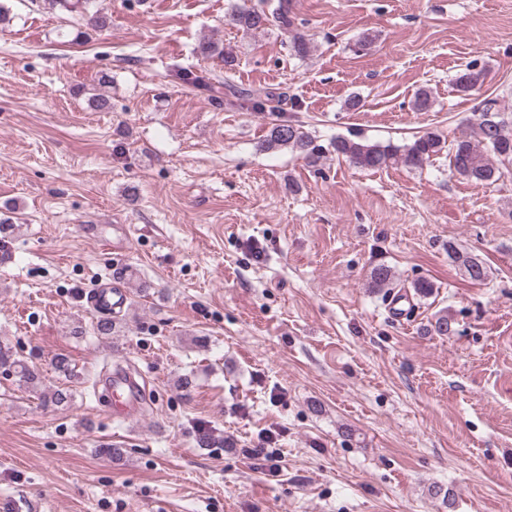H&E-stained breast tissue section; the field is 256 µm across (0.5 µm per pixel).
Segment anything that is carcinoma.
<instances>
[{
  "instance_id": "1",
  "label": "carcinoma",
  "mask_w": 512,
  "mask_h": 512,
  "mask_svg": "<svg viewBox=\"0 0 512 512\" xmlns=\"http://www.w3.org/2000/svg\"><path fill=\"white\" fill-rule=\"evenodd\" d=\"M230 19L245 33L261 31L271 26L293 30L295 17L290 0H277V3H258L252 6H235ZM483 72L472 65L466 66L455 79L457 90L463 93L477 91L482 85ZM505 109L493 98L483 99L477 114L470 120L469 131L450 144H445L440 135L427 133L410 144L370 143L361 138L336 137L334 149L355 166L365 170H380L391 166L419 169L430 159L448 148L449 169L463 179L488 184L502 176V165L512 162V120L504 117ZM289 148L300 153L310 165H315L322 157L323 149L313 144V140L292 123L276 124L270 130L266 148ZM449 258L461 262L473 281L484 279L486 272L482 262L472 256L459 254L453 246H448ZM394 275L385 264H378L370 271V280L376 288L392 285ZM115 320L109 313H97L92 323V333L106 338L114 333ZM0 372L14 374L26 382H32L36 374L27 362L6 344L0 343Z\"/></svg>"
}]
</instances>
